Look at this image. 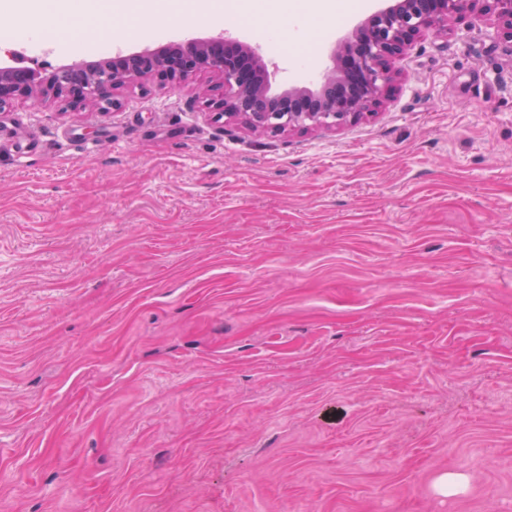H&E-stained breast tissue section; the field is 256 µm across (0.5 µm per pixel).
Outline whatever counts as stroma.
<instances>
[{"instance_id": "35a3bbf8", "label": "stroma", "mask_w": 512, "mask_h": 512, "mask_svg": "<svg viewBox=\"0 0 512 512\" xmlns=\"http://www.w3.org/2000/svg\"><path fill=\"white\" fill-rule=\"evenodd\" d=\"M393 0H0V67L226 31L270 90ZM316 25L282 34L289 16ZM133 32L114 36L111 17ZM397 61L373 118L256 135L154 84L0 109V512H512V44ZM467 476L458 494L435 484ZM38 3H39L38 6L42 7V8H45V6L43 4H47V5H51L52 9L65 10L67 15H69L71 17H75V18L83 17L82 20L78 23V25L84 23L88 19L89 14H92V13L93 14H102L105 11H107L110 7L109 1H105V0L96 1L95 5L93 6V9L90 12H88L85 9L79 8L75 5L68 4L64 0H57V1L42 0V1H38Z\"/></svg>"}]
</instances>
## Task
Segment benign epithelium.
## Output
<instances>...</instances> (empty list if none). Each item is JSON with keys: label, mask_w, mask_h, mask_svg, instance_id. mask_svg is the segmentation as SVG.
<instances>
[{"label": "benign epithelium", "mask_w": 512, "mask_h": 512, "mask_svg": "<svg viewBox=\"0 0 512 512\" xmlns=\"http://www.w3.org/2000/svg\"><path fill=\"white\" fill-rule=\"evenodd\" d=\"M487 15L497 35L512 42V0H400L361 23L355 39L334 54L333 69L317 93L269 94L265 56L221 32L115 56L104 65L46 70L35 81L27 68L1 69L0 109L31 100L105 115L121 107L125 91L147 84L173 90L191 85L214 118L239 121L255 134L334 129L379 112L399 76L395 62L418 40L446 36L451 24L466 16Z\"/></svg>", "instance_id": "obj_1"}]
</instances>
